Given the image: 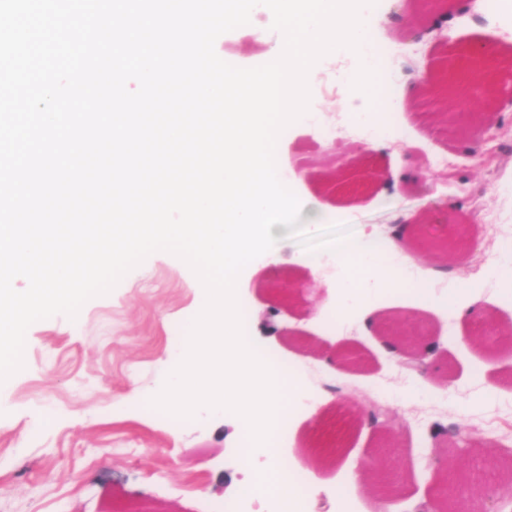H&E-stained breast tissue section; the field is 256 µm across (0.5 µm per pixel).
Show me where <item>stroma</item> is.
Here are the masks:
<instances>
[{"instance_id": "1", "label": "stroma", "mask_w": 512, "mask_h": 512, "mask_svg": "<svg viewBox=\"0 0 512 512\" xmlns=\"http://www.w3.org/2000/svg\"><path fill=\"white\" fill-rule=\"evenodd\" d=\"M396 8L384 0L372 14V32L387 43L419 47V56L397 60L398 86L393 111L409 140L376 139L374 151L353 137H326L309 126L285 128L278 138L277 171L301 206V221L311 233L336 225L346 239L372 232L390 237L396 224L418 215L441 222L457 217L473 225L467 274L446 262L422 256L434 289L426 299L386 286L360 288L350 296L349 327L332 321L341 287L348 281L332 248L315 249L316 265L297 259L305 247L280 227L282 280L286 293L265 284L261 262L238 278V300L251 314L256 342L282 364L307 367L322 390L315 405L293 413L281 437L284 458L300 476L314 475L304 512H381L383 505L367 478L378 452L379 433L397 434L394 459L400 493L391 512H417L434 500L445 472L482 473L493 501H470L473 512L495 506L512 512V347L501 331H512V298L490 286L493 263L512 260V52L506 30L512 11L490 16L479 9H457L449 28L458 43L479 38L499 50L501 131L494 142L457 139L434 122L432 107L409 100L406 89L430 71L440 50L435 34L414 38L392 23ZM279 39L265 13L255 12L245 31H229L215 42L217 55L235 66L260 64ZM332 54L310 77V100L327 123H354L357 104L334 88L342 63ZM368 152L369 164L384 170L391 184L352 194L324 187L315 173L329 161L344 162ZM480 153L481 167H438L437 157L461 161ZM469 283L473 298L464 317L449 310L443 284ZM199 280L180 258L156 252L128 272L114 289L88 300L76 318L58 314L33 323L26 333V366L17 372L0 404V512H224L243 502L245 512H272L269 503L244 499L238 486L263 458L244 463L233 428L221 410L203 409L193 418L170 423L148 412L178 350L174 334H186L198 301ZM402 314L437 339L432 358L436 381L403 372L383 338L366 330L359 310ZM497 317L496 334L479 330L483 312ZM273 319L281 334L266 331ZM323 352L344 344L365 358L362 369L322 365L310 345ZM501 390L486 397L487 384ZM462 437L445 433L449 424ZM503 439L500 448L486 447Z\"/></svg>"}]
</instances>
